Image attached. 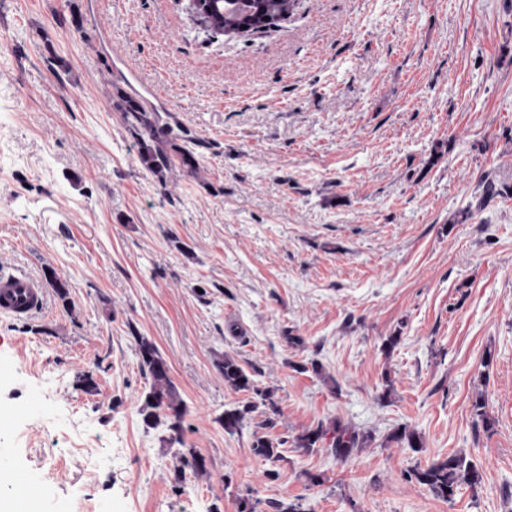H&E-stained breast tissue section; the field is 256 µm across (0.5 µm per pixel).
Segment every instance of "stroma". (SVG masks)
Masks as SVG:
<instances>
[{
    "instance_id": "1",
    "label": "stroma",
    "mask_w": 512,
    "mask_h": 512,
    "mask_svg": "<svg viewBox=\"0 0 512 512\" xmlns=\"http://www.w3.org/2000/svg\"><path fill=\"white\" fill-rule=\"evenodd\" d=\"M187 7L0 0V270L53 267L73 302L0 315V467L36 512H512V0H298L232 38ZM123 92L189 130L194 173L141 164ZM138 335L204 473L138 413ZM227 355L275 402L234 434ZM333 420L374 439L290 444ZM451 454L479 486L407 478ZM287 443L285 437L272 438L265 433L253 432L251 448L254 455L270 462L279 461L282 456L279 448Z\"/></svg>"
}]
</instances>
